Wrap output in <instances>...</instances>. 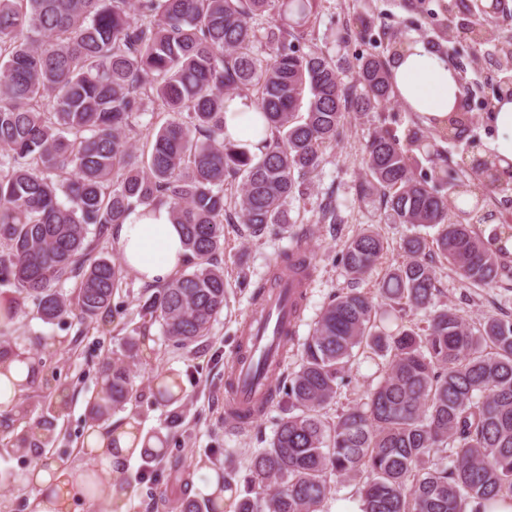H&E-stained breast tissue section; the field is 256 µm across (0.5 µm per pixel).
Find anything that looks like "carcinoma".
Masks as SVG:
<instances>
[{"label": "carcinoma", "instance_id": "carcinoma-1", "mask_svg": "<svg viewBox=\"0 0 512 512\" xmlns=\"http://www.w3.org/2000/svg\"><path fill=\"white\" fill-rule=\"evenodd\" d=\"M321 0H0V281L13 287L7 319L32 306L45 322L76 306L82 321L111 314L124 270L93 239L139 205L169 206L190 251L188 269L139 302L173 346L206 336L224 310V223L254 236L288 227V204L337 140L345 111L367 112L394 93L388 62L358 66L362 90L349 97L339 67L321 49L303 50V27ZM478 44H502L478 24ZM266 55L253 53L255 43ZM308 95L304 113L298 102ZM246 98L270 138L256 162L224 145V101ZM154 98L174 117L138 149L129 134ZM414 130L405 144L389 130L365 146L364 194L377 195L397 224L437 229L432 242L403 240V260L378 281L386 308L350 290L334 296L313 332L283 350L275 396L288 408L268 447L253 452L238 512H323L336 479L361 480L363 512H485L512 494V320L473 330L436 303L435 260L468 284L488 287L512 273L506 237L490 249L477 212L450 215L442 183L413 178L431 155ZM228 180L239 192L224 193ZM386 242L365 230L348 240V275H373ZM303 237L274 273L312 282ZM76 280L73 295L63 285ZM421 311L426 326L406 321ZM388 357L367 402L336 416L354 351ZM104 386L88 420L99 423L136 397L126 355L104 363ZM45 437L30 439L24 408L8 413L4 447L47 448L63 408L47 407ZM181 512H214L181 489Z\"/></svg>", "mask_w": 512, "mask_h": 512}]
</instances>
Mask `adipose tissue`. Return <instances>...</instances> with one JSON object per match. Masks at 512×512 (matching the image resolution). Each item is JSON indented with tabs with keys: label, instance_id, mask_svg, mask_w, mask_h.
<instances>
[{
	"label": "adipose tissue",
	"instance_id": "obj_1",
	"mask_svg": "<svg viewBox=\"0 0 512 512\" xmlns=\"http://www.w3.org/2000/svg\"><path fill=\"white\" fill-rule=\"evenodd\" d=\"M395 90L402 103L417 113L429 126L448 125L451 111L462 96L459 75L447 57L427 44L410 40L390 60ZM496 137L489 150L499 158L500 177L512 182V97L496 99L490 115ZM263 119L249 99L233 97L225 102L224 142L232 147L248 148L261 156ZM125 266L141 284L156 286L168 282L186 263L188 251L181 228L174 224L165 205H141L130 211L122 224L112 229ZM35 360L26 342L13 345L0 357V412L16 410L33 382ZM146 438L135 421H122L105 431L93 425L87 430L83 446L96 456L101 482L99 494L111 499L114 512H125L121 495L111 480L119 476L127 458L138 454ZM86 472H75L44 457L32 467L28 480L35 492L27 512H78L86 500Z\"/></svg>",
	"mask_w": 512,
	"mask_h": 512
}]
</instances>
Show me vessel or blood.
Wrapping results in <instances>:
<instances>
[{"label":"vessel or blood","mask_w":512,"mask_h":512,"mask_svg":"<svg viewBox=\"0 0 512 512\" xmlns=\"http://www.w3.org/2000/svg\"><path fill=\"white\" fill-rule=\"evenodd\" d=\"M305 284L299 277L271 280L255 310L244 321V338L227 367L225 386L233 411L244 412L264 397L272 378L263 372L267 358L279 353L288 331L296 329L293 306Z\"/></svg>","instance_id":"1"}]
</instances>
